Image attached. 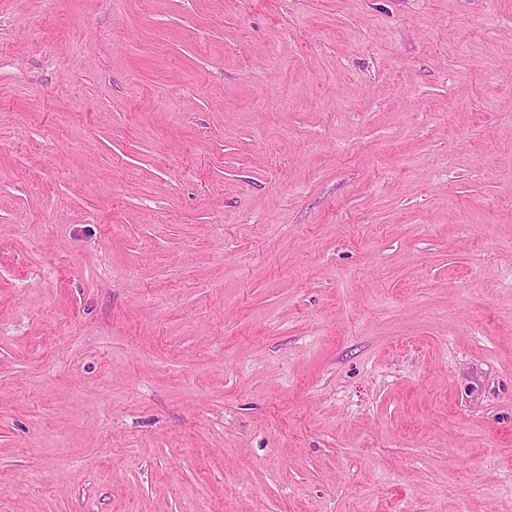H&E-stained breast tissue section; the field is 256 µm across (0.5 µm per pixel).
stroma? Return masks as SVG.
<instances>
[{
	"mask_svg": "<svg viewBox=\"0 0 512 512\" xmlns=\"http://www.w3.org/2000/svg\"><path fill=\"white\" fill-rule=\"evenodd\" d=\"M0 512H512V8L0 0Z\"/></svg>",
	"mask_w": 512,
	"mask_h": 512,
	"instance_id": "stroma-1",
	"label": "stroma"
}]
</instances>
